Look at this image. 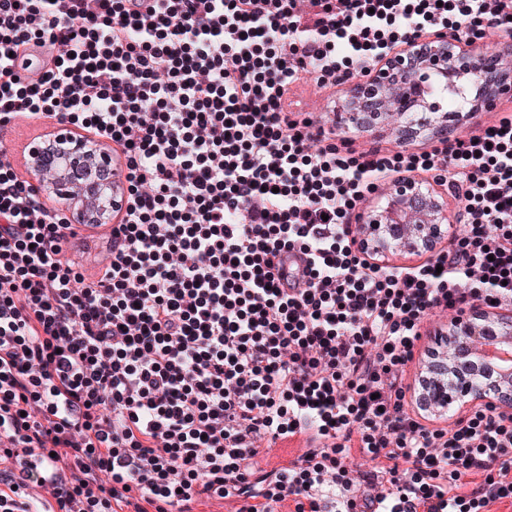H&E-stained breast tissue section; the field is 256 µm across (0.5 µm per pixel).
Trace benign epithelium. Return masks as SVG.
I'll use <instances>...</instances> for the list:
<instances>
[{
	"label": "benign epithelium",
	"instance_id": "1",
	"mask_svg": "<svg viewBox=\"0 0 512 512\" xmlns=\"http://www.w3.org/2000/svg\"><path fill=\"white\" fill-rule=\"evenodd\" d=\"M460 40L448 34L415 40L397 51L378 69L352 83L348 101L335 131L339 134L377 124L392 125L403 111L418 106L436 120V131L446 134L466 124L469 113L449 112L437 101L418 96L424 84L438 76L470 78L475 73L483 88L473 111L491 107L502 95L512 94V73L495 64L491 72L480 66L472 52L459 47ZM374 97L386 108L361 112L365 99ZM112 153L102 144L57 132L30 149L29 165L45 174L40 192L54 195L65 204L75 224H110L119 206V189L105 181L95 193L86 194L84 185L71 180L67 172L82 167L88 171L106 168ZM385 204L363 209L358 216V247L377 257L383 266L391 254L430 255L455 232L448 216V203L438 191L422 189L413 178H399L384 194ZM499 337L512 344V312L491 307H474L436 327L430 336L432 347L418 366L419 406L434 414L449 407L460 409L474 404L512 408V367L498 369L486 362L472 340Z\"/></svg>",
	"mask_w": 512,
	"mask_h": 512
}]
</instances>
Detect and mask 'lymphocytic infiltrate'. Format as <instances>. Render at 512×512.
Here are the masks:
<instances>
[{
  "label": "lymphocytic infiltrate",
  "instance_id": "f902f5d3",
  "mask_svg": "<svg viewBox=\"0 0 512 512\" xmlns=\"http://www.w3.org/2000/svg\"><path fill=\"white\" fill-rule=\"evenodd\" d=\"M443 30L486 56L512 0H0V512L512 504V412L426 416L410 373L432 318L512 305V113L393 149L285 109ZM24 115L125 159L92 274L14 165ZM423 174L462 232L376 266L361 206Z\"/></svg>",
  "mask_w": 512,
  "mask_h": 512
}]
</instances>
